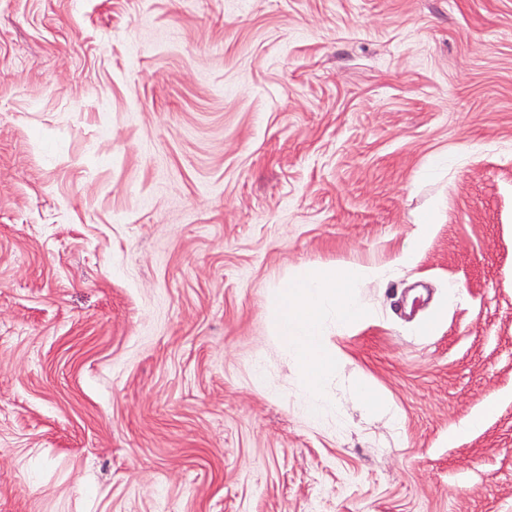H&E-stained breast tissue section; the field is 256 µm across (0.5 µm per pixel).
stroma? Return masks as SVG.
I'll return each instance as SVG.
<instances>
[{
    "label": "stroma",
    "mask_w": 512,
    "mask_h": 512,
    "mask_svg": "<svg viewBox=\"0 0 512 512\" xmlns=\"http://www.w3.org/2000/svg\"><path fill=\"white\" fill-rule=\"evenodd\" d=\"M0 512H512V0H0ZM408 259L406 255L383 266H311L272 290L268 303L274 311L275 334L297 368L312 413L322 411L325 383L338 369L336 350L327 340L329 324L342 330L364 319L369 311L358 297L359 285L389 279L394 266Z\"/></svg>",
    "instance_id": "obj_1"
}]
</instances>
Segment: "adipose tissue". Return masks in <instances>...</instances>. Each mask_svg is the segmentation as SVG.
I'll return each mask as SVG.
<instances>
[{
    "label": "adipose tissue",
    "mask_w": 512,
    "mask_h": 512,
    "mask_svg": "<svg viewBox=\"0 0 512 512\" xmlns=\"http://www.w3.org/2000/svg\"><path fill=\"white\" fill-rule=\"evenodd\" d=\"M392 265L359 263L311 266L273 289L268 303L274 311V329L289 360L297 368L312 413L326 401L325 383L335 375L338 360L329 345L330 329H344L368 314L357 289L367 280L387 279Z\"/></svg>",
    "instance_id": "ef3b65f1"
}]
</instances>
